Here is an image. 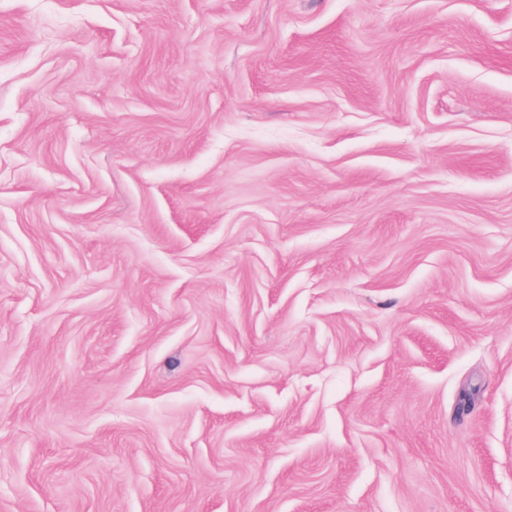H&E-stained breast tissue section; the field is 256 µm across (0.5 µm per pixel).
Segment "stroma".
Returning a JSON list of instances; mask_svg holds the SVG:
<instances>
[{
  "label": "stroma",
  "instance_id": "1",
  "mask_svg": "<svg viewBox=\"0 0 512 512\" xmlns=\"http://www.w3.org/2000/svg\"><path fill=\"white\" fill-rule=\"evenodd\" d=\"M0 512H512V0H0Z\"/></svg>",
  "mask_w": 512,
  "mask_h": 512
}]
</instances>
